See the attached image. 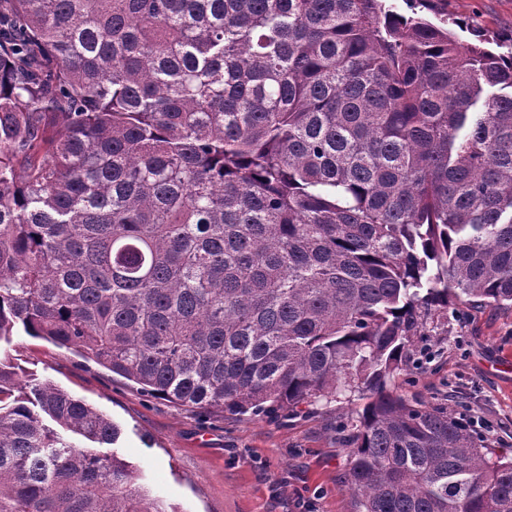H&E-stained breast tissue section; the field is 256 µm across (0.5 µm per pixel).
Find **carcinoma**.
Here are the masks:
<instances>
[{
  "label": "carcinoma",
  "mask_w": 512,
  "mask_h": 512,
  "mask_svg": "<svg viewBox=\"0 0 512 512\" xmlns=\"http://www.w3.org/2000/svg\"><path fill=\"white\" fill-rule=\"evenodd\" d=\"M386 0H0V343L241 416L360 397L353 512H512V458L390 387L512 309V43ZM25 168L18 173L15 161ZM0 359V512H177Z\"/></svg>",
  "instance_id": "obj_1"
}]
</instances>
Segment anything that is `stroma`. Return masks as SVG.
Returning <instances> with one entry per match:
<instances>
[{
    "label": "stroma",
    "mask_w": 512,
    "mask_h": 512,
    "mask_svg": "<svg viewBox=\"0 0 512 512\" xmlns=\"http://www.w3.org/2000/svg\"><path fill=\"white\" fill-rule=\"evenodd\" d=\"M449 22L512 38V0H448ZM411 337L409 358L391 380L398 393L453 415L482 418L477 437L512 453V309L460 307L430 313ZM0 355L20 379L50 381L111 419L121 435L112 450L138 466L142 487L179 512H353L346 483L348 450L340 415L360 400H324L276 418L202 413L141 392L137 385L74 349L14 337Z\"/></svg>",
    "instance_id": "obj_1"
}]
</instances>
